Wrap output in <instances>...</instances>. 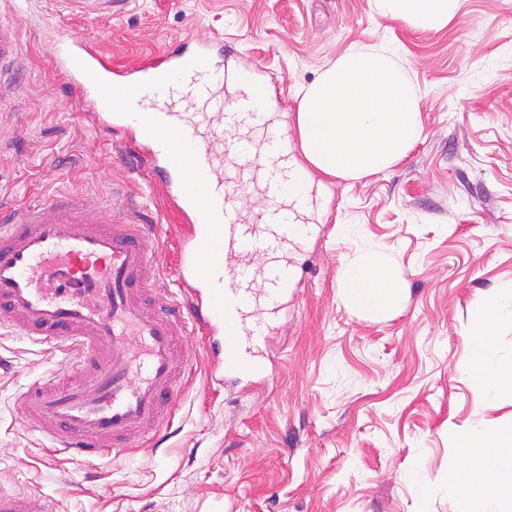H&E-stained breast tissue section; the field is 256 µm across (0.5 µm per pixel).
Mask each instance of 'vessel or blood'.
<instances>
[{"mask_svg":"<svg viewBox=\"0 0 512 512\" xmlns=\"http://www.w3.org/2000/svg\"><path fill=\"white\" fill-rule=\"evenodd\" d=\"M67 92L106 134L133 130L190 229L178 277L190 298L166 297L156 227L117 220L111 206L74 194L0 211V326L51 343L67 376H44L21 396L29 426L75 459L91 461L155 438L187 360L190 327L210 329L224 373H260L256 354L282 302L297 294L290 255L315 232V199L289 149L257 68L228 71L207 39L139 69L115 72L75 30L51 42ZM16 23L0 21V105L22 71ZM292 184L304 193L289 196ZM264 199L247 216L246 193ZM0 512H46L36 497L0 492Z\"/></svg>","mask_w":512,"mask_h":512,"instance_id":"b4317fda","label":"vessel or blood"}]
</instances>
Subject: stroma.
Segmentation results:
<instances>
[{"label": "stroma", "mask_w": 512, "mask_h": 512, "mask_svg": "<svg viewBox=\"0 0 512 512\" xmlns=\"http://www.w3.org/2000/svg\"><path fill=\"white\" fill-rule=\"evenodd\" d=\"M0 19L22 30L23 77L0 125V203L123 190L131 220L155 222L171 295L177 217L123 145L65 96L50 43L73 29L119 67L192 32L261 61L288 119L299 90L349 47L400 48L424 89L423 135L386 172L321 179L319 233L296 260L302 287L262 347L264 371L225 375L201 332L170 429L87 464L51 451L19 403L61 353L0 328V489L43 497L48 512H456L449 468L465 428L512 425V396L484 408L463 367L474 303L512 289V0H465L440 30L382 15L375 0H131L118 14L83 0H17ZM385 251L406 288L385 316L347 300L342 272Z\"/></svg>", "instance_id": "35a3bbf8"}]
</instances>
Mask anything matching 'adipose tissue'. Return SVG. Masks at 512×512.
<instances>
[{"label": "adipose tissue", "instance_id": "ef3b65f1", "mask_svg": "<svg viewBox=\"0 0 512 512\" xmlns=\"http://www.w3.org/2000/svg\"><path fill=\"white\" fill-rule=\"evenodd\" d=\"M381 14L418 29H440L455 19L463 0H376ZM424 91L409 75L400 53L384 46H354L304 89L296 114L301 166L309 173L355 179L391 169L423 134ZM351 303L386 315L405 298L390 258L368 253L343 277ZM512 324V289L483 298L473 309L471 358L466 373L485 405L512 393V365L496 355L494 333ZM495 488L464 489L458 512H512V452L497 456Z\"/></svg>", "mask_w": 512, "mask_h": 512}]
</instances>
